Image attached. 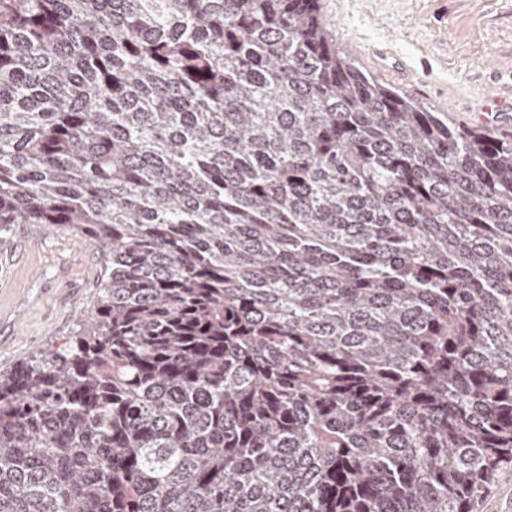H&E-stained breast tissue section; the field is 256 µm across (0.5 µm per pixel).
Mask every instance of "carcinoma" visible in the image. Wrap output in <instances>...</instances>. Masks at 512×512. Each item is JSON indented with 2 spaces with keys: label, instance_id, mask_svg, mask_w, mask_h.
<instances>
[{
  "label": "carcinoma",
  "instance_id": "carcinoma-1",
  "mask_svg": "<svg viewBox=\"0 0 512 512\" xmlns=\"http://www.w3.org/2000/svg\"><path fill=\"white\" fill-rule=\"evenodd\" d=\"M319 0H0V238L100 249L0 372V512H475L512 467V141Z\"/></svg>",
  "mask_w": 512,
  "mask_h": 512
}]
</instances>
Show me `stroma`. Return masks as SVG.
I'll use <instances>...</instances> for the list:
<instances>
[{"label": "stroma", "mask_w": 512, "mask_h": 512, "mask_svg": "<svg viewBox=\"0 0 512 512\" xmlns=\"http://www.w3.org/2000/svg\"><path fill=\"white\" fill-rule=\"evenodd\" d=\"M337 46L378 82L449 124L495 138L512 126L480 121L485 89L512 85V0H320ZM389 43L414 81L375 64L368 47ZM104 273L95 247L42 224L12 225L0 240V372L65 346L97 302Z\"/></svg>", "instance_id": "stroma-1"}]
</instances>
